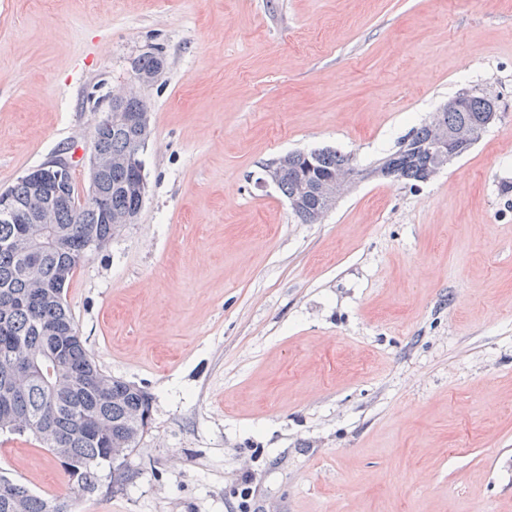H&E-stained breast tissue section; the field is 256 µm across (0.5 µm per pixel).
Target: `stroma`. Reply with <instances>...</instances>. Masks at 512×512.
Wrapping results in <instances>:
<instances>
[{
    "label": "stroma",
    "instance_id": "35a3bbf8",
    "mask_svg": "<svg viewBox=\"0 0 512 512\" xmlns=\"http://www.w3.org/2000/svg\"><path fill=\"white\" fill-rule=\"evenodd\" d=\"M146 194L66 300L152 423L130 483L81 494L0 434V470L74 512H512V0H0V189L92 129L139 56ZM464 91L472 149L368 176ZM362 174L315 224L266 169Z\"/></svg>",
    "mask_w": 512,
    "mask_h": 512
}]
</instances>
